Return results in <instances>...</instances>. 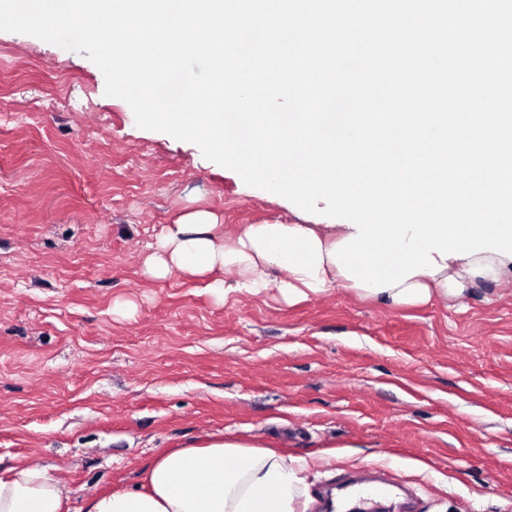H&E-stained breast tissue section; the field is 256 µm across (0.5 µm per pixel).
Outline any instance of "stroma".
I'll list each match as a JSON object with an SVG mask.
<instances>
[{"label": "stroma", "mask_w": 512, "mask_h": 512, "mask_svg": "<svg viewBox=\"0 0 512 512\" xmlns=\"http://www.w3.org/2000/svg\"><path fill=\"white\" fill-rule=\"evenodd\" d=\"M294 209L139 128L86 53L0 31V468L38 461L78 507L222 433L309 458L302 512L366 467L421 512H512L508 282L389 308L142 273L189 212L233 234Z\"/></svg>", "instance_id": "stroma-1"}]
</instances>
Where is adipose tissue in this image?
<instances>
[{"label":"adipose tissue","instance_id":"ef3b65f1","mask_svg":"<svg viewBox=\"0 0 512 512\" xmlns=\"http://www.w3.org/2000/svg\"><path fill=\"white\" fill-rule=\"evenodd\" d=\"M352 226L248 224L224 234L206 211L169 225L143 273L164 279L178 273L203 282L221 299L233 290L258 295L270 290L294 305L354 283L340 274L328 252L354 235ZM512 276V259L491 253L445 260L435 275L418 274L381 293L358 290L359 298L390 307L422 305L461 297L475 280L500 282ZM308 462L248 441L205 435L198 443L158 456L133 490L88 497L80 512H295L301 474ZM60 480L35 464L0 471V512H70Z\"/></svg>","mask_w":512,"mask_h":512}]
</instances>
